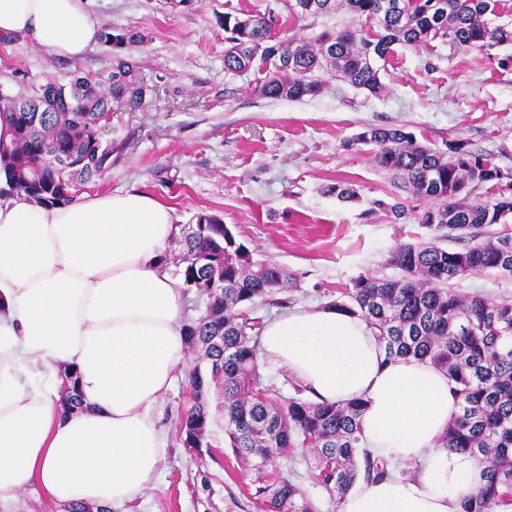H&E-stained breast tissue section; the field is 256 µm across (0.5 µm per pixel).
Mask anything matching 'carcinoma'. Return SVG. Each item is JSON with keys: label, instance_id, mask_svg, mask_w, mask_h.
Masks as SVG:
<instances>
[{"label": "carcinoma", "instance_id": "carcinoma-1", "mask_svg": "<svg viewBox=\"0 0 512 512\" xmlns=\"http://www.w3.org/2000/svg\"><path fill=\"white\" fill-rule=\"evenodd\" d=\"M323 10L305 9L309 0H293L296 14L317 17L336 9V0H318ZM357 20L373 19L378 30L345 27L314 42L271 36L262 16L224 15L229 43L224 70L240 72L254 63L266 67L259 90L267 98L300 99L318 92L315 73L327 71L354 87L377 94L383 89L377 62L393 45H420L448 39L456 47L488 51L512 43V29L490 26L497 0H343ZM139 35L104 28L102 42L122 49ZM129 63L116 60L105 79L74 76L50 81L24 98L0 92V120L11 139H0V173L10 191L38 202L72 200V190L102 175L111 151L102 130L118 108L135 110L145 88L128 79ZM352 144L375 147L377 166L417 198L431 202L419 223L448 236L504 223L512 216V190L493 202L461 198L468 186L498 184L500 167L462 141L447 151L417 141L402 127H371ZM54 157L65 166L54 168ZM389 263L397 279L362 275L336 309L362 318L384 349L385 359L428 360L446 372L459 398V410L442 436L450 451L479 461L484 484L464 498L461 512H496L512 498V303L462 294L453 282L471 274L495 272L512 277V235L505 234L459 251L431 240L395 248ZM176 267L187 288L206 296L205 311L186 326V344L202 349L204 364L188 369L195 403L180 418L184 447H203L211 419L204 399L212 385L224 391V431L235 459L257 474L247 505L231 499L227 512L249 507L258 512H319L292 480H264L266 466L295 454L311 457L314 478L331 498H343L358 478L383 479L393 468L359 446L365 403L354 399L325 404L298 395L277 401L270 395L257 363L260 317L240 306L258 299L276 303L274 294L288 283L287 271L253 261L219 218L200 214L184 236Z\"/></svg>", "mask_w": 512, "mask_h": 512}]
</instances>
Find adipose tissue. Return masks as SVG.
Returning <instances> with one entry per match:
<instances>
[{
  "instance_id": "adipose-tissue-1",
  "label": "adipose tissue",
  "mask_w": 512,
  "mask_h": 512,
  "mask_svg": "<svg viewBox=\"0 0 512 512\" xmlns=\"http://www.w3.org/2000/svg\"><path fill=\"white\" fill-rule=\"evenodd\" d=\"M99 35L90 0H0V38L74 59ZM175 231L173 208L144 192L0 198V505L35 485L59 505L127 512L157 488L170 438L156 407L185 362L183 295L161 260ZM260 363L312 401L363 399V446L417 463L412 476L356 486L339 512H460L482 485L476 460L441 444L458 411L445 372L385 361L360 317L329 305L282 313L262 330ZM68 382L84 400L72 414Z\"/></svg>"
}]
</instances>
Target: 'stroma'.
<instances>
[{
  "mask_svg": "<svg viewBox=\"0 0 512 512\" xmlns=\"http://www.w3.org/2000/svg\"><path fill=\"white\" fill-rule=\"evenodd\" d=\"M289 0H93L102 25L143 35L128 47L133 80L146 96L136 110L114 112L102 134L112 155L103 174L74 192L86 195L136 190L174 209L177 228L198 214L217 216L250 250L254 261L287 269L289 308L309 309L343 297L355 278L399 277L388 262L401 244L437 239L454 251L470 237L435 238L418 222L426 201L402 192L377 167L373 150L353 144L372 126H398L419 142L445 149L465 141L512 171V44L482 52L436 38L421 46L395 45L381 64L385 90L372 95L336 77L298 100L261 95L262 73L224 69V14L261 15L281 37L305 41L353 25L345 11L298 17ZM114 55L95 44L78 59L50 56L31 39L0 40V91L23 95L48 80L103 76ZM352 184L358 196L330 191ZM404 202L403 218L389 205ZM212 415L201 453L173 440L159 487L128 512H224L229 496H242L255 474L237 463L225 442L224 398L206 394ZM194 402L185 368L160 401L161 425L176 430ZM267 478L288 476L320 512H338L339 500L315 483L302 455L269 465Z\"/></svg>",
  "mask_w": 512,
  "mask_h": 512,
  "instance_id": "stroma-1",
  "label": "stroma"
}]
</instances>
